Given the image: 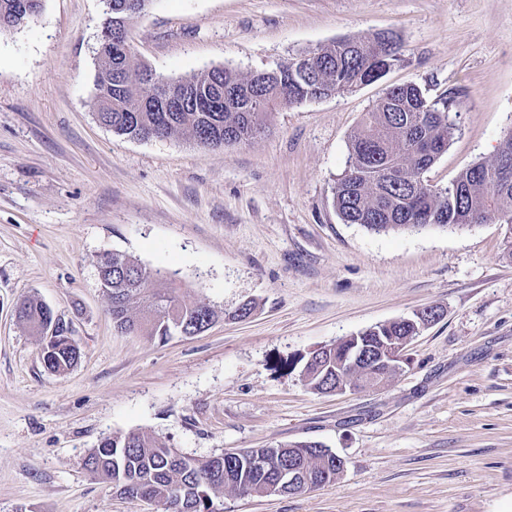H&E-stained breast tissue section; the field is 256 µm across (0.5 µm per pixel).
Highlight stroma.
Returning a JSON list of instances; mask_svg holds the SVG:
<instances>
[{"label": "stroma", "instance_id": "stroma-1", "mask_svg": "<svg viewBox=\"0 0 512 512\" xmlns=\"http://www.w3.org/2000/svg\"><path fill=\"white\" fill-rule=\"evenodd\" d=\"M102 0H43L0 33V512H157L84 467L140 431L190 457L317 442L345 460L294 495L225 492L221 512H512V256L505 225L372 233L334 187L388 88L456 93V130L426 171L443 188L512 130V0H152L129 27L170 79L247 76L346 37L396 33L401 60L355 92L276 112L208 148L136 140L96 119ZM105 251L172 275L223 317L162 342L112 328ZM33 296L69 319L82 357L52 374L19 324ZM253 306L234 318L242 304ZM440 307L384 386L311 390L312 351Z\"/></svg>", "mask_w": 512, "mask_h": 512}]
</instances>
